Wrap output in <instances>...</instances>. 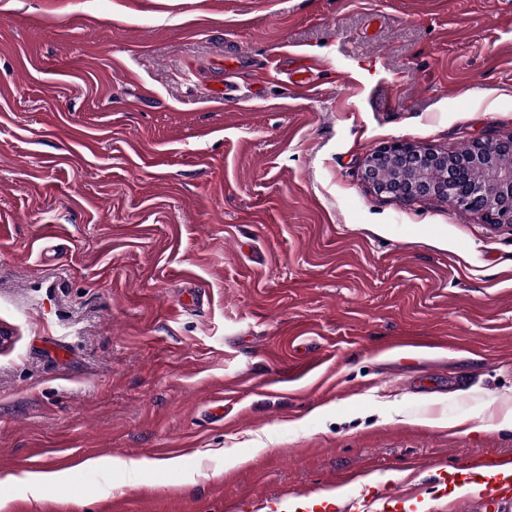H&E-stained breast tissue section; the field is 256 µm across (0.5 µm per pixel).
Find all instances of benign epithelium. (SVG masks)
I'll list each match as a JSON object with an SVG mask.
<instances>
[{
    "mask_svg": "<svg viewBox=\"0 0 512 512\" xmlns=\"http://www.w3.org/2000/svg\"><path fill=\"white\" fill-rule=\"evenodd\" d=\"M364 174L379 193L400 201L438 197L492 224H512V134L451 152L393 141L371 153Z\"/></svg>",
    "mask_w": 512,
    "mask_h": 512,
    "instance_id": "7a95c632",
    "label": "benign epithelium"
}]
</instances>
